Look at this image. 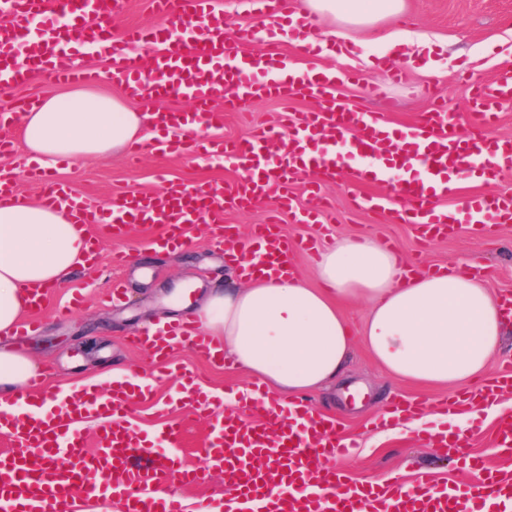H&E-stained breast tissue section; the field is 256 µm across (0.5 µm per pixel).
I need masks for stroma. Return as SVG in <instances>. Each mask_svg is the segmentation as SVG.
<instances>
[{
  "mask_svg": "<svg viewBox=\"0 0 512 512\" xmlns=\"http://www.w3.org/2000/svg\"><path fill=\"white\" fill-rule=\"evenodd\" d=\"M217 2L227 30L238 26L259 30L261 38L250 45V52L275 50L286 55L289 62L316 71L341 70L346 75L338 90L343 99L355 106L385 110L392 123L400 127L418 120L427 111L425 91L432 88L445 97L458 129L467 131L470 82H488L501 70L512 69V0H405L403 13L412 18L413 31L444 46L442 73L432 78L414 73L403 56L383 55L376 44L370 45L362 57L351 55L339 60L312 55L303 50L295 35L275 38L266 23V13L254 10L255 0ZM68 89V84L57 82L48 74H37L25 84L0 88V113L11 111L16 101L31 93H38L45 100L61 96ZM320 106L314 98L287 103L259 99L248 112L225 113L220 133L246 138L263 128L274 113L304 112ZM54 176L69 184L90 207L104 212L116 190L154 192L172 180L211 181L225 186L234 182L238 173L220 162L200 167L183 158L150 153L138 165L127 163L121 154L84 159L56 170ZM322 191L331 202L334 220L297 224L291 214L279 216L285 235L317 243V251L293 258L295 268L310 286L320 285L316 277L319 249L339 238L369 237L378 242L390 241L402 260L421 255L425 265L433 268L476 260L493 293L512 294V224H499L483 232L466 222L424 250L414 225L393 224L386 215L375 216L353 208L347 176L324 183ZM190 233L195 239L193 247L161 251L152 243L154 229L134 225L120 243H103L96 264L77 271L63 287L48 290L42 329L15 344L21 354L45 367L44 387L60 392L68 386L95 381L105 390L109 387L105 375L115 370L134 373L152 384L154 399L133 407L131 424L136 431L151 433L164 421L161 407L173 403L182 390L179 377L169 371L170 364L192 372L198 388L218 401L230 390L251 385V377L233 362L220 364L187 348L175 350L172 361L166 362L151 358L126 342L143 326L174 317L169 303L172 294L182 293V308L187 311L200 304L211 288L238 285V277L212 245L207 228L196 225ZM117 247L130 254L129 263L121 269L111 266L112 251ZM115 279L121 280L124 296L112 302L104 292ZM70 302L76 305L74 312L68 320H58L56 308ZM458 392L455 386L421 387L390 380L357 343L342 376L312 394L309 402L334 419L342 436L354 443L353 456L344 462L354 482H378L392 476L412 482L420 471L426 470L434 473L438 487L444 488L473 479V471L460 466V457L481 458L496 469L512 465V455H503L493 446L497 417L485 415L471 420L464 431L462 447L449 449L444 456L423 442L418 432L406 431L399 425L383 428L377 419L394 398L420 401L430 407Z\"/></svg>",
  "mask_w": 512,
  "mask_h": 512,
  "instance_id": "stroma-1",
  "label": "stroma"
}]
</instances>
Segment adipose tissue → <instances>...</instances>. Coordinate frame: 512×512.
<instances>
[{
  "label": "adipose tissue",
  "mask_w": 512,
  "mask_h": 512,
  "mask_svg": "<svg viewBox=\"0 0 512 512\" xmlns=\"http://www.w3.org/2000/svg\"><path fill=\"white\" fill-rule=\"evenodd\" d=\"M404 0H305L304 17L334 24V37L358 46V33L401 13ZM385 52L408 48L410 62L433 75L440 63L422 35L382 36ZM144 117L126 94L79 89L40 101L23 116L31 161L57 168L79 159L121 153L143 139ZM85 228L62 211L23 198L0 203V334H9L34 296L90 264ZM320 287L297 273L257 275L244 285L218 288L196 312L201 332L223 345L234 363L289 401L334 382L352 348L342 310L371 305L361 341L390 378L427 386L477 380L512 332L507 300L493 297L474 269L417 274L368 240L343 239L322 252ZM40 368L0 349V411L13 413V395Z\"/></svg>",
  "instance_id": "adipose-tissue-1"
}]
</instances>
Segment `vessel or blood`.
<instances>
[{"mask_svg":"<svg viewBox=\"0 0 512 512\" xmlns=\"http://www.w3.org/2000/svg\"><path fill=\"white\" fill-rule=\"evenodd\" d=\"M151 4L165 20L163 29L134 27L115 41L105 21L121 12L123 0H0V13L7 17L0 24L1 85L18 83L30 70L61 81H93L95 72L74 64L72 40L95 49L111 46L113 68L133 95L151 100L177 93L193 104L188 111L153 113L158 135L133 143L131 157L152 151L187 155L200 164L219 159L240 173L239 181L225 188L174 181L159 193H120L105 222L69 185L51 180L48 170L26 163L11 167L12 181H39L41 203L69 208L77 223L99 225L98 240L125 238L134 224H156L159 245L183 248L192 243L189 226L204 224L241 275L255 270L258 253L261 266L278 272L296 252L312 249V242L288 238L274 220L255 225L248 237H236L224 223L225 211L251 209L273 191L282 209L294 211L297 223H314L326 204L294 210L292 184L310 172L320 180L335 178L339 162L355 158L362 164L350 176L354 206L418 225L424 237L447 234L463 214L487 227L512 224V195L471 194L460 205L446 203L449 182L461 174L477 170L492 180L501 169L512 168V140L487 134L498 117L497 104L512 99V70L501 72L494 83L474 84L477 108L466 133L452 127L439 98L422 119L398 129L382 111L337 101L338 77L289 66L287 57L276 52L241 55L240 45L255 39L253 29L236 28L233 43H226L224 15L212 0ZM63 16L79 20L77 31L56 29V19ZM305 94L323 101L324 109L277 117L244 139L205 134L222 125L225 113L248 111L258 98L287 101ZM415 162L423 175L408 174ZM395 168L407 172L396 185L405 209H390L383 196L359 193V186L387 182ZM132 342L156 358L184 345L208 351L188 318L142 331ZM151 397L146 386L104 392L83 387L44 418L0 413V437L11 443L9 452L0 454V500L15 512H44L45 499L52 497L71 512L77 500L112 493L122 498L125 512H184L181 498L169 488L176 481L197 484L202 475L177 453L182 422L168 423L156 436L138 435L129 422L132 405ZM245 411L235 418L210 413L216 435L200 453L223 471L225 492L210 499L208 512H228L224 495L229 491L244 502L270 504L271 512H471L477 504L484 512H512V476L482 463L474 465L480 478L461 490L437 489L427 472L407 494L394 482L357 485L340 465L349 448L335 427H320L312 419L296 423L256 387ZM83 419L99 422L91 449L76 428Z\"/></svg>","mask_w":512,"mask_h":512,"instance_id":"obj_1","label":"vessel or blood"}]
</instances>
